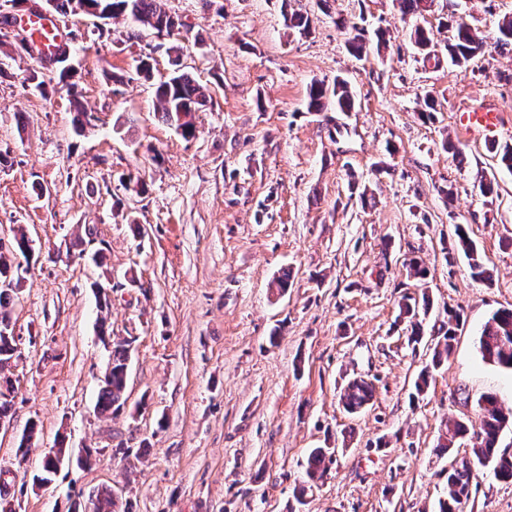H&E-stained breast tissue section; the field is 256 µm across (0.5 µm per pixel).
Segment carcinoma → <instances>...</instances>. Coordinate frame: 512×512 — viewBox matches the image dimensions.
I'll use <instances>...</instances> for the list:
<instances>
[{
    "instance_id": "1",
    "label": "carcinoma",
    "mask_w": 512,
    "mask_h": 512,
    "mask_svg": "<svg viewBox=\"0 0 512 512\" xmlns=\"http://www.w3.org/2000/svg\"><path fill=\"white\" fill-rule=\"evenodd\" d=\"M402 14L415 18L424 16L431 10L433 0H398ZM87 14L95 17L103 25L119 16L128 21L127 40L141 37L140 29L148 28L155 37L163 40L181 35L185 24L182 20L167 12L161 0H86ZM284 21L288 29L303 35L312 27L311 13L306 7L284 10ZM452 35L448 39L446 50L453 64L463 66L473 58L485 53L488 42L479 36L460 16L451 24ZM494 47L509 49L512 52V16L506 15L499 20L496 32L492 37ZM410 41L414 48L424 57H431L433 47V31L418 23L410 30ZM367 29L357 24L352 26V35L347 39V49L357 60L366 54ZM31 55V52L17 42L0 43V75L5 72L8 61L14 55ZM56 82L66 87L72 97L75 116L72 119L73 131L80 135L95 125L93 113L80 108L76 85L72 82V68L67 61L49 71L48 80L40 81L36 89L48 93V86ZM155 97L161 119L175 127L185 138L196 135L195 114L201 112L210 102V96L204 88L189 74L178 69L159 81L155 87ZM333 106L340 112H350L354 108V98L348 82L343 78H335L333 83L314 81L308 91L307 110L323 112ZM452 249L462 252L468 260L470 275L475 280L488 281L492 278V270L482 261L472 239L463 225H456ZM18 252L27 255L31 251L29 240L25 235L14 236L9 244L0 238V281L10 280L7 287L0 286V367L10 363L16 357L17 345L11 326V306L16 299V286L20 281L19 272H11L12 264L8 263L5 252ZM432 308L429 295L422 294L416 298L404 295L399 302V317L409 323L408 341L418 344L424 336L423 317ZM460 315L448 313V328L440 335L432 338L433 353L431 364L424 367L415 383L417 394H423L434 379L435 371L440 368L453 350L456 328L459 326ZM132 341L128 339L112 343V354L109 365L99 390L96 405L97 412L114 414L125 405V390L128 376ZM482 357L512 369V309L494 312L483 327L479 339ZM373 400V386L362 379L348 382L340 395L343 410L350 414H358L365 410ZM512 422V410H506L493 395H486L478 402L477 418L474 420H456L446 427V432L438 437L436 452L440 455L448 453L455 440L465 438L471 451V457L477 462L473 466L462 460L448 469L445 481L444 498L439 500V512H461V507L471 495V487L478 476V468L492 471L495 478L512 481V453L499 446L500 433ZM337 449L314 448L308 455L305 476L309 481L323 477L329 465L335 459ZM94 512H130L121 508L112 489L103 487L95 496Z\"/></svg>"
}]
</instances>
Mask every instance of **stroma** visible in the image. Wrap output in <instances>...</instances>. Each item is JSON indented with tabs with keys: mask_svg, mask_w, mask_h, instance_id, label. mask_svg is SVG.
<instances>
[{
	"mask_svg": "<svg viewBox=\"0 0 512 512\" xmlns=\"http://www.w3.org/2000/svg\"><path fill=\"white\" fill-rule=\"evenodd\" d=\"M167 7L191 27L176 58L151 34L126 40L121 17L101 29L83 13L58 19L76 36L81 100L100 116L85 135L72 131L66 90L35 89L29 57L0 77V236L23 226L32 247L11 312L21 357L0 372L15 388L0 505L70 512L108 485L132 512H437L443 472L465 451L437 456L441 430L489 394L512 409V370L478 348L486 320L512 308V172L495 156L512 145V53L491 48L464 68L423 61L397 0H330L303 36L288 34L281 0ZM508 13L512 0H435L425 21L441 46L451 15L491 36ZM361 19L390 40L359 61L336 23ZM147 53L155 79L177 67L210 87L195 137L160 120L153 81L135 73ZM339 75L355 110L308 111L310 84ZM474 107L504 113L498 139L458 127ZM458 224L492 281L448 254ZM412 257L425 281L409 275ZM285 268L290 288L273 293ZM101 286L108 326L132 342L113 415L95 409L112 350L98 333ZM423 289L426 334L452 310L462 323L417 397L431 352L408 344L398 302ZM355 378L374 399L350 416L339 393ZM31 424L35 443L19 453ZM61 435L73 457L96 449V462L63 463L41 483ZM326 446L335 463L296 502L309 449ZM464 512H512V482L480 471Z\"/></svg>",
	"mask_w": 512,
	"mask_h": 512,
	"instance_id": "35a3bbf8",
	"label": "stroma"
}]
</instances>
